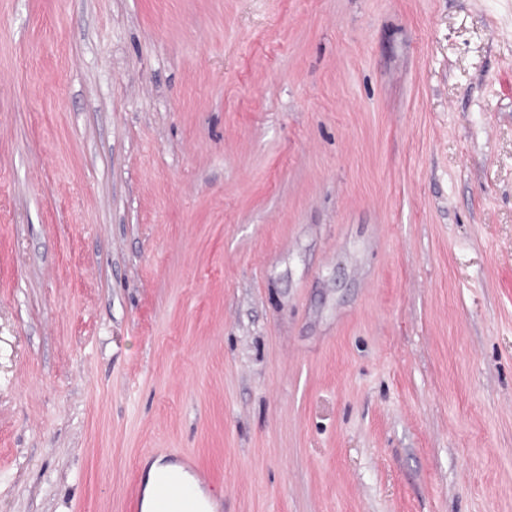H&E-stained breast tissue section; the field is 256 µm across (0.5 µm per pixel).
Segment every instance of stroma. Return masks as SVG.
<instances>
[{
	"label": "stroma",
	"mask_w": 512,
	"mask_h": 512,
	"mask_svg": "<svg viewBox=\"0 0 512 512\" xmlns=\"http://www.w3.org/2000/svg\"><path fill=\"white\" fill-rule=\"evenodd\" d=\"M512 512V0H0V512ZM180 470V467L163 463L161 459H157L150 464L144 486L142 512H154L153 508L155 507L161 478L164 476H176V471ZM156 512H201L196 499L185 486L171 482L162 489L157 500Z\"/></svg>",
	"instance_id": "1"
}]
</instances>
